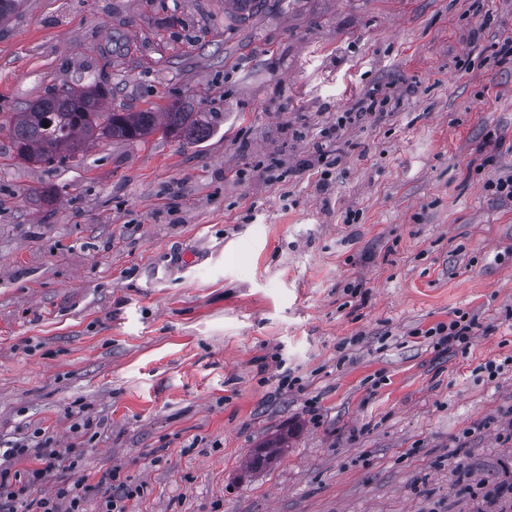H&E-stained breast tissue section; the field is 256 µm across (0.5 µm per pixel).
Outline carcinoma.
<instances>
[{
	"mask_svg": "<svg viewBox=\"0 0 512 512\" xmlns=\"http://www.w3.org/2000/svg\"><path fill=\"white\" fill-rule=\"evenodd\" d=\"M24 0H0V25L19 12ZM120 86L104 87L95 76L79 73L65 87L32 102L17 113L12 140L17 157L25 162L81 164L85 147L101 140L138 141L156 132L191 144L210 132L209 122L192 119L182 106L166 112L150 109L101 111L105 97ZM285 445L281 437L263 444L246 461L249 469L274 463Z\"/></svg>",
	"mask_w": 512,
	"mask_h": 512,
	"instance_id": "cac0c4a2",
	"label": "carcinoma"
}]
</instances>
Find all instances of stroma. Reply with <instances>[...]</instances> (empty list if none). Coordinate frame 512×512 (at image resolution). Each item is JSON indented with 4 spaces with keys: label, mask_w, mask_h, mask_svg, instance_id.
Segmentation results:
<instances>
[{
    "label": "stroma",
    "mask_w": 512,
    "mask_h": 512,
    "mask_svg": "<svg viewBox=\"0 0 512 512\" xmlns=\"http://www.w3.org/2000/svg\"><path fill=\"white\" fill-rule=\"evenodd\" d=\"M508 37L512 0L243 23L231 0H25L0 26V438L82 449L85 512L110 468L143 488L128 512H512V201L484 189L512 173ZM79 69L212 132L19 160L16 113ZM376 85L320 188L302 161ZM461 312L469 347H434ZM285 440L282 437L271 442L264 443L262 448L255 451L246 461L248 469L266 467L274 463L280 453L281 448H285Z\"/></svg>",
    "instance_id": "1"
}]
</instances>
